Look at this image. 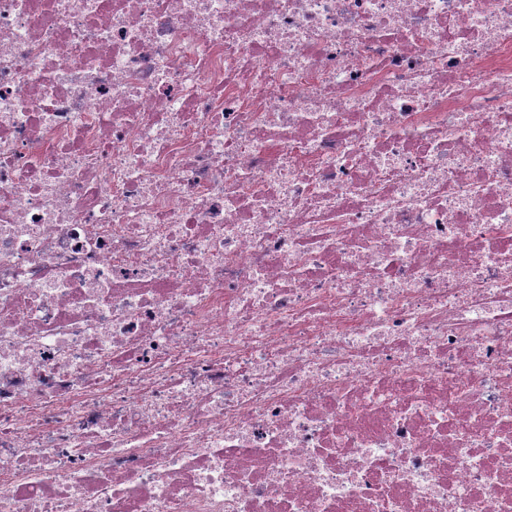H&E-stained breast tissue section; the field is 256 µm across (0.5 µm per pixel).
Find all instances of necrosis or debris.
<instances>
[{
    "instance_id": "obj_1",
    "label": "necrosis or debris",
    "mask_w": 512,
    "mask_h": 512,
    "mask_svg": "<svg viewBox=\"0 0 512 512\" xmlns=\"http://www.w3.org/2000/svg\"><path fill=\"white\" fill-rule=\"evenodd\" d=\"M0 512H512V0H0Z\"/></svg>"
}]
</instances>
